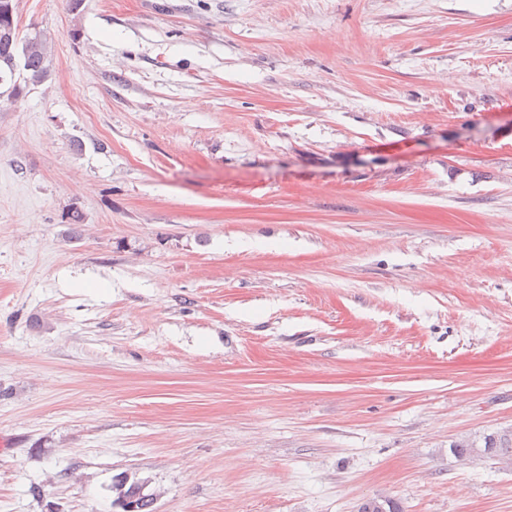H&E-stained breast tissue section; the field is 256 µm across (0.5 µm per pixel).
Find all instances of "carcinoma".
<instances>
[{"mask_svg": "<svg viewBox=\"0 0 512 512\" xmlns=\"http://www.w3.org/2000/svg\"><path fill=\"white\" fill-rule=\"evenodd\" d=\"M51 48L47 38L36 32L25 38L19 37L15 0H0V85L10 82L7 92H0V97L20 95L23 87L15 80V74L26 73L24 82L40 83L49 72ZM453 452L460 458H498L512 459V433L489 435L485 445L475 448L457 444ZM359 512H402L399 505L390 499H368L361 504Z\"/></svg>", "mask_w": 512, "mask_h": 512, "instance_id": "1", "label": "carcinoma"}]
</instances>
